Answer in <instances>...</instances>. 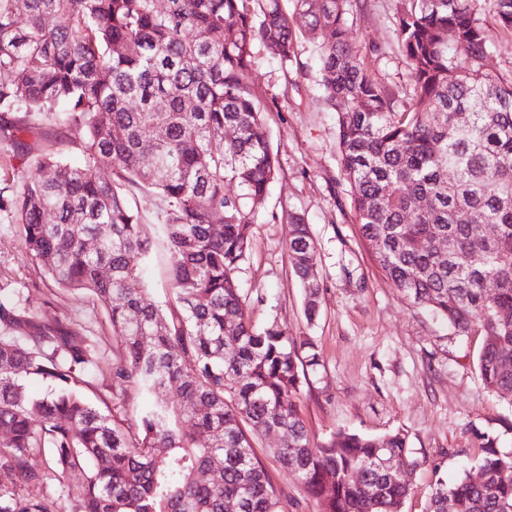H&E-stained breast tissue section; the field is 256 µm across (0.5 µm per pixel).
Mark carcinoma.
<instances>
[{
    "instance_id": "obj_1",
    "label": "carcinoma",
    "mask_w": 512,
    "mask_h": 512,
    "mask_svg": "<svg viewBox=\"0 0 512 512\" xmlns=\"http://www.w3.org/2000/svg\"><path fill=\"white\" fill-rule=\"evenodd\" d=\"M283 2L0 0V116L17 115L0 142L28 167L0 188V211L58 286L104 306L121 388L102 413L87 395L106 361L97 341L0 295V512H285L254 451L270 430L280 470L320 512H399L414 472L405 437L339 431L312 445L298 400L318 347L253 325L239 287L278 176L249 79L254 50L291 62L300 29L316 43L340 168L379 271L456 333L481 325L483 387L512 399V73L486 68L494 43L476 0H399L413 82L401 112L350 38V0ZM492 5L512 34V0ZM46 118L84 130L80 165L43 143ZM130 187L160 199L165 305L129 287L154 245ZM287 223L311 324L316 245L304 215ZM482 447L483 481L438 482L429 512H512V452L490 438ZM43 453L46 469L31 464ZM72 479L83 494L70 499Z\"/></svg>"
}]
</instances>
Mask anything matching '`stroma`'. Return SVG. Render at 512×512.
Instances as JSON below:
<instances>
[{
    "instance_id": "35a3bbf8",
    "label": "stroma",
    "mask_w": 512,
    "mask_h": 512,
    "mask_svg": "<svg viewBox=\"0 0 512 512\" xmlns=\"http://www.w3.org/2000/svg\"><path fill=\"white\" fill-rule=\"evenodd\" d=\"M397 0H350L352 38L378 81L402 108L410 70L395 37ZM265 98L269 143L279 164L253 226L252 251L238 272L256 327L275 322L289 335L312 337L321 355L301 396L310 439L323 443L346 430L379 437L402 432L414 461L413 488L400 512H428L437 478L477 472L487 451H512V400L487 393L477 369L481 327L455 333L410 304L377 269L354 220L340 175L336 114L320 88L315 47L299 39L293 62L256 47L251 71ZM304 214L317 249L320 317L307 323L303 291L288 255V211ZM31 297L44 322L84 328L104 355L115 346L108 316L89 293L56 287L21 242L20 227L0 213V293ZM279 438L260 436L255 451L271 472L286 512H319L303 486L285 476L271 454Z\"/></svg>"
}]
</instances>
